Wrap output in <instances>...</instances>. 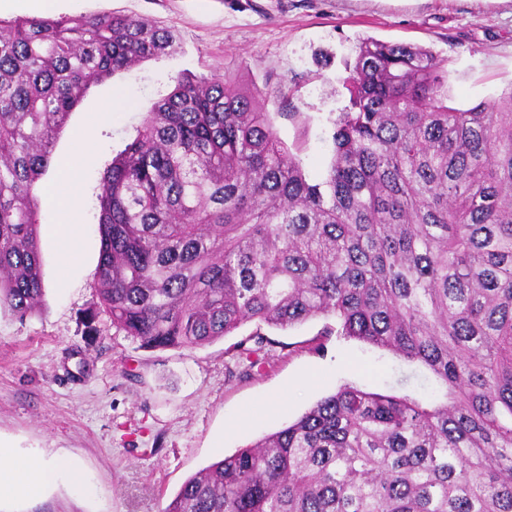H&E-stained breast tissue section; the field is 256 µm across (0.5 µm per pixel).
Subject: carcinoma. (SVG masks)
Masks as SVG:
<instances>
[{"mask_svg":"<svg viewBox=\"0 0 512 512\" xmlns=\"http://www.w3.org/2000/svg\"><path fill=\"white\" fill-rule=\"evenodd\" d=\"M133 16L0 21V309L44 294L37 185L88 89L174 53ZM104 173L97 312L145 349L253 322L420 362L425 405L351 385L188 478L162 512H512V86L448 105L432 51L362 40L309 179L259 91L178 76Z\"/></svg>","mask_w":512,"mask_h":512,"instance_id":"cac0c4a2","label":"carcinoma"}]
</instances>
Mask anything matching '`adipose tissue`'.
<instances>
[{
    "mask_svg": "<svg viewBox=\"0 0 512 512\" xmlns=\"http://www.w3.org/2000/svg\"><path fill=\"white\" fill-rule=\"evenodd\" d=\"M88 232L83 224H53L46 228L43 245L57 253L60 278H67L78 262ZM61 481L76 490L86 487L83 472L69 461H36L27 455L0 451V501L33 498Z\"/></svg>",
    "mask_w": 512,
    "mask_h": 512,
    "instance_id": "1",
    "label": "adipose tissue"
}]
</instances>
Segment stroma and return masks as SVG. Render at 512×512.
Instances as JSON below:
<instances>
[{
    "instance_id": "stroma-1",
    "label": "stroma",
    "mask_w": 512,
    "mask_h": 512,
    "mask_svg": "<svg viewBox=\"0 0 512 512\" xmlns=\"http://www.w3.org/2000/svg\"><path fill=\"white\" fill-rule=\"evenodd\" d=\"M138 16L171 30L176 53L121 70L93 85L56 137L39 196L57 186L82 134L91 150L69 191L67 214L40 208L45 224L97 226L99 182L176 76L237 73L262 93L280 138L310 179L331 158L332 121L347 105L343 86L361 40L415 44L448 67L449 102L466 109L512 86V0H55L52 17ZM112 111H103L106 101ZM98 235L58 286L43 252L45 295L26 320L0 313V441L41 459L69 455L88 493L58 484L44 495L4 502L0 512H161L184 481L291 423L350 384L368 392L430 400L437 384L418 363L342 336L321 317L288 327L248 323L188 350H145L98 315ZM262 331L251 365L237 343Z\"/></svg>"
}]
</instances>
